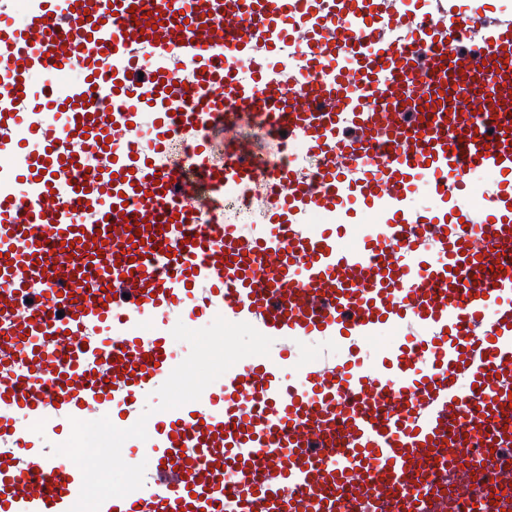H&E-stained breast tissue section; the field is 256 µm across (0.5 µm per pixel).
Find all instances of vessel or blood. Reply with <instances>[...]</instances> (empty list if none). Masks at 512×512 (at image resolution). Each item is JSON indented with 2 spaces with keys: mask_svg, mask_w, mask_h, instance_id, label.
Returning a JSON list of instances; mask_svg holds the SVG:
<instances>
[{
  "mask_svg": "<svg viewBox=\"0 0 512 512\" xmlns=\"http://www.w3.org/2000/svg\"><path fill=\"white\" fill-rule=\"evenodd\" d=\"M140 2L0 0V512H69L82 473L52 449L71 419L131 427L177 365L170 326L218 316L276 355L129 439L156 466L100 512H392L451 429L512 422V0ZM251 109L307 163L261 181L246 150L215 160L209 131ZM179 129L193 182L157 160ZM257 190L261 223L218 220ZM315 338L338 355L296 361ZM483 478L511 483L512 459ZM473 498L462 481L415 512Z\"/></svg>",
  "mask_w": 512,
  "mask_h": 512,
  "instance_id": "obj_1",
  "label": "vessel or blood"
}]
</instances>
